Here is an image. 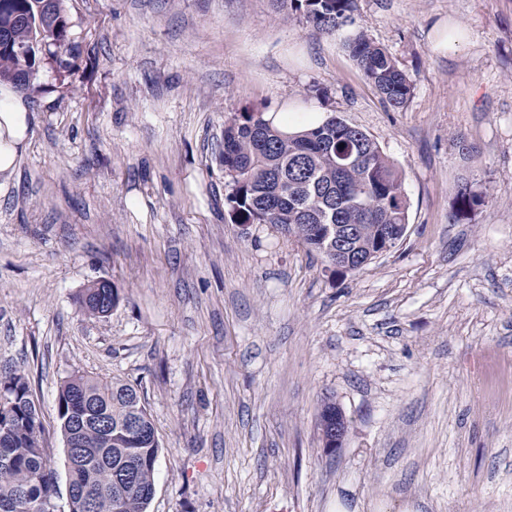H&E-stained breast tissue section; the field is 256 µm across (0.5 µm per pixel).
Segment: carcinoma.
<instances>
[{"instance_id":"carcinoma-1","label":"carcinoma","mask_w":512,"mask_h":512,"mask_svg":"<svg viewBox=\"0 0 512 512\" xmlns=\"http://www.w3.org/2000/svg\"><path fill=\"white\" fill-rule=\"evenodd\" d=\"M317 29L335 34L353 23L354 0H281ZM31 23L13 29V41L32 46ZM56 63L71 54L68 33L46 38ZM348 47L365 77L392 107L401 108L412 83L388 52L360 30ZM25 60L0 50V83H15ZM228 213L235 224H271L295 236L310 252L336 265L343 246L365 259L408 224L403 178L374 139L330 116L298 133L251 109L224 126ZM118 294L87 286L78 297L89 315L112 311ZM0 395L11 408L0 414V512H50L55 482L44 448L43 427L28 377L12 368L0 377ZM58 420L65 441L79 448L82 463H67L68 483L91 512H147L156 490L159 441L137 390L120 380L74 374L58 390Z\"/></svg>"}]
</instances>
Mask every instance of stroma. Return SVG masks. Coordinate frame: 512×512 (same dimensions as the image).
Returning a JSON list of instances; mask_svg holds the SVG:
<instances>
[{
	"mask_svg": "<svg viewBox=\"0 0 512 512\" xmlns=\"http://www.w3.org/2000/svg\"><path fill=\"white\" fill-rule=\"evenodd\" d=\"M0 175V367L23 365L57 512L66 377L140 392L160 451L147 512H512V0H355L327 35L278 0H64ZM365 31L413 84L387 104ZM310 105L404 180L390 252L334 271L229 218L224 124ZM485 194L456 216L458 185ZM110 281L119 302L77 296ZM342 410L325 453L324 401ZM348 47L365 77L382 98L394 108L403 107L413 87L392 56L362 30L349 40ZM107 284L106 288H112V284L107 280H100L96 288H92L93 282L83 289L78 297L80 307L89 315L104 316L112 311L118 301V294L112 288V294L102 288V283ZM333 410L334 413H326L319 419L323 450L326 453H335L342 448L346 434L347 425L341 409L336 403L326 401L321 407L320 414L324 411ZM319 414V416H320Z\"/></svg>",
	"mask_w": 512,
	"mask_h": 512,
	"instance_id": "obj_1",
	"label": "stroma"
}]
</instances>
